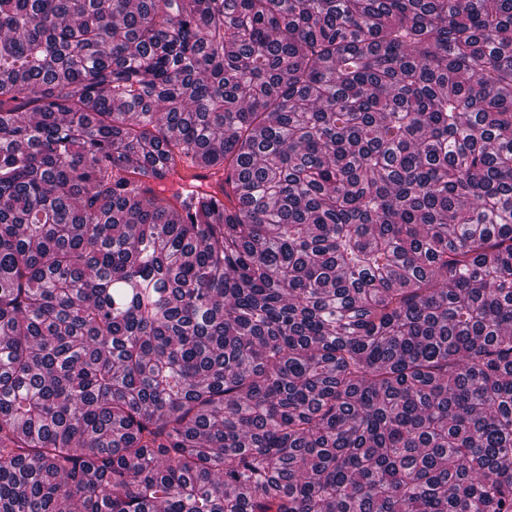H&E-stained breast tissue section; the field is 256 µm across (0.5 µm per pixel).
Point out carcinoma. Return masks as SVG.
Wrapping results in <instances>:
<instances>
[{"label": "carcinoma", "instance_id": "cac0c4a2", "mask_svg": "<svg viewBox=\"0 0 512 512\" xmlns=\"http://www.w3.org/2000/svg\"><path fill=\"white\" fill-rule=\"evenodd\" d=\"M0 512H512V0H0Z\"/></svg>", "mask_w": 512, "mask_h": 512}]
</instances>
